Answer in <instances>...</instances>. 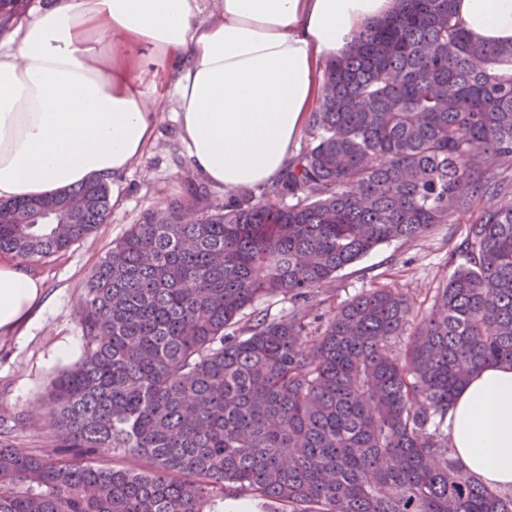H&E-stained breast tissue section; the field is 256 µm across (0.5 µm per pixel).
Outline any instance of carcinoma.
Masks as SVG:
<instances>
[{"mask_svg": "<svg viewBox=\"0 0 512 512\" xmlns=\"http://www.w3.org/2000/svg\"><path fill=\"white\" fill-rule=\"evenodd\" d=\"M328 62L307 146L279 184L182 220L143 216L89 276L82 352L50 383L48 449L0 420V512H512L449 455L457 390L512 364V43L487 45L455 0H398ZM287 195L285 206L273 197ZM70 196L84 199L78 213ZM466 256L402 352L408 299H350L302 348L312 302L379 245L474 203ZM100 181L0 199V253L39 260L96 232ZM294 313L241 315L260 296ZM122 448L140 470L87 458Z\"/></svg>", "mask_w": 512, "mask_h": 512, "instance_id": "1", "label": "carcinoma"}]
</instances>
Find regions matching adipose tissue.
Segmentation results:
<instances>
[{
	"instance_id": "obj_1",
	"label": "adipose tissue",
	"mask_w": 512,
	"mask_h": 512,
	"mask_svg": "<svg viewBox=\"0 0 512 512\" xmlns=\"http://www.w3.org/2000/svg\"><path fill=\"white\" fill-rule=\"evenodd\" d=\"M397 0H28L0 37V199L115 181L154 139L159 61L192 167L229 191L276 183L341 57ZM478 40L512 42V0H456ZM42 280L0 260V335L44 310ZM448 449L512 488V365L475 372L448 408Z\"/></svg>"
}]
</instances>
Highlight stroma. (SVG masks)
<instances>
[{
	"label": "stroma",
	"mask_w": 512,
	"mask_h": 512,
	"mask_svg": "<svg viewBox=\"0 0 512 512\" xmlns=\"http://www.w3.org/2000/svg\"><path fill=\"white\" fill-rule=\"evenodd\" d=\"M156 138L142 161L110 188L112 208L102 227L68 250L29 262L43 279L48 303L38 318L9 336L0 335V418L40 414L48 402L51 377L65 367L59 352L72 358L82 350L78 312L85 283L100 258L143 214H166L171 203H195L205 194L210 204H223L229 194L209 184L190 165L175 119V105L163 98ZM478 207L455 213L449 223L434 225L414 240H393L337 272L317 294L309 335L321 334L334 310L354 296L389 285L408 298L414 319L433 309L439 288L465 263L458 246Z\"/></svg>",
	"instance_id": "1"
}]
</instances>
